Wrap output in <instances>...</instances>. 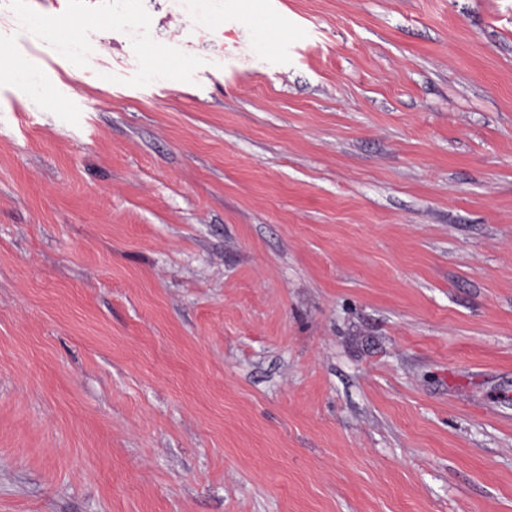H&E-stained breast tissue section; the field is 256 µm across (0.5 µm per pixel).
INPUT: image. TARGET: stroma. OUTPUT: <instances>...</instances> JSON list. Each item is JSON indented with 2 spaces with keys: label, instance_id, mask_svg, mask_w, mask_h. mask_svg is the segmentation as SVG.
<instances>
[{
  "label": "stroma",
  "instance_id": "obj_1",
  "mask_svg": "<svg viewBox=\"0 0 512 512\" xmlns=\"http://www.w3.org/2000/svg\"><path fill=\"white\" fill-rule=\"evenodd\" d=\"M0 512H512V0H0Z\"/></svg>",
  "mask_w": 512,
  "mask_h": 512
}]
</instances>
